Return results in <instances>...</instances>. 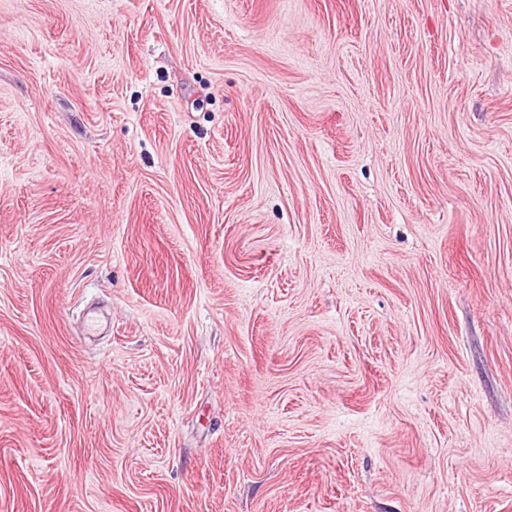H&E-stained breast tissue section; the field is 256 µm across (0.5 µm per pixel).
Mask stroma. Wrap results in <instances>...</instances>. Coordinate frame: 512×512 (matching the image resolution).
I'll list each match as a JSON object with an SVG mask.
<instances>
[{
  "instance_id": "35a3bbf8",
  "label": "stroma",
  "mask_w": 512,
  "mask_h": 512,
  "mask_svg": "<svg viewBox=\"0 0 512 512\" xmlns=\"http://www.w3.org/2000/svg\"><path fill=\"white\" fill-rule=\"evenodd\" d=\"M0 512H512V0H0Z\"/></svg>"
}]
</instances>
